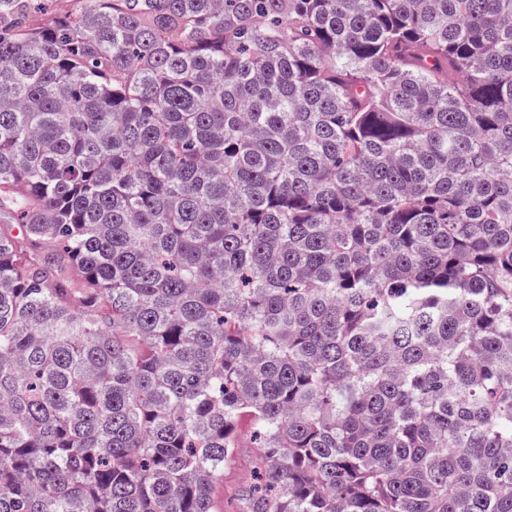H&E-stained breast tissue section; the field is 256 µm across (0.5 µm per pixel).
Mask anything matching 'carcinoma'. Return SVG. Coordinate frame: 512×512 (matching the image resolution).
<instances>
[{"label": "carcinoma", "instance_id": "obj_1", "mask_svg": "<svg viewBox=\"0 0 512 512\" xmlns=\"http://www.w3.org/2000/svg\"><path fill=\"white\" fill-rule=\"evenodd\" d=\"M0 0V512H512V0ZM257 453L258 448H253L245 437L241 440L239 448H235L233 458L225 465L224 472L212 485L214 511L236 512L241 490L253 477V463Z\"/></svg>", "mask_w": 512, "mask_h": 512}]
</instances>
